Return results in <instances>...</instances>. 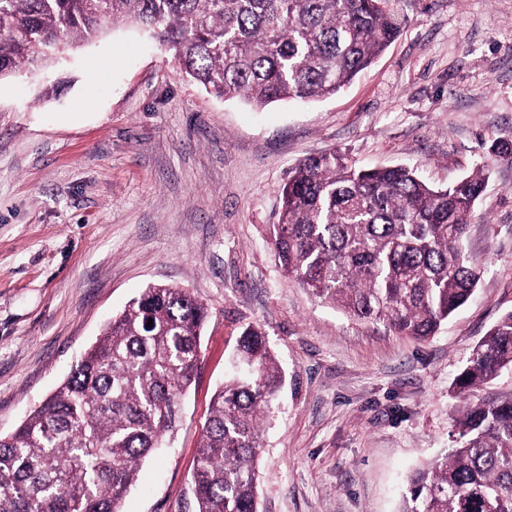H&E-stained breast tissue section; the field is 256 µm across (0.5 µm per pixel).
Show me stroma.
<instances>
[{"instance_id":"stroma-1","label":"stroma","mask_w":512,"mask_h":512,"mask_svg":"<svg viewBox=\"0 0 512 512\" xmlns=\"http://www.w3.org/2000/svg\"><path fill=\"white\" fill-rule=\"evenodd\" d=\"M404 25L335 96L263 108L207 92L157 40L117 24L0 80V436L66 378L150 284L210 311L181 419L124 512H197L191 474L241 325L284 385L262 424L259 512H397L453 445L455 378L512 311V0H387ZM327 150L485 187L465 254L472 300L425 341L350 318L283 274L269 243L289 171Z\"/></svg>"}]
</instances>
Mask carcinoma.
Masks as SVG:
<instances>
[{
    "instance_id": "obj_1",
    "label": "carcinoma",
    "mask_w": 512,
    "mask_h": 512,
    "mask_svg": "<svg viewBox=\"0 0 512 512\" xmlns=\"http://www.w3.org/2000/svg\"><path fill=\"white\" fill-rule=\"evenodd\" d=\"M133 23L182 73L257 105L328 97L400 31L384 0H0V76ZM485 178L446 188L411 168H364L333 150L279 187L270 240L282 272L356 320L417 340L468 303L464 256ZM209 311L185 289L147 286L106 325L53 394L0 437V512H120L195 380ZM244 372L210 400L192 475L198 512H259L260 418L283 384L266 334L242 328ZM512 371V312L457 377L469 402L455 446L409 477L399 512H512V394L481 388Z\"/></svg>"
}]
</instances>
